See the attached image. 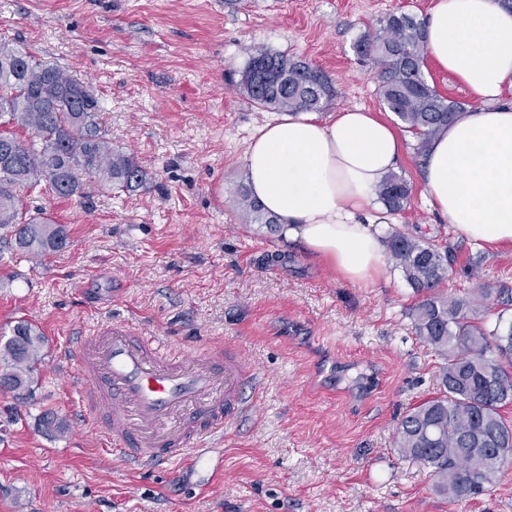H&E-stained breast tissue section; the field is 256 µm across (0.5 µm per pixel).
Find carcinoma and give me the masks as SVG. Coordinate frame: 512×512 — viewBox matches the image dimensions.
I'll list each match as a JSON object with an SVG mask.
<instances>
[{
	"instance_id": "1",
	"label": "carcinoma",
	"mask_w": 512,
	"mask_h": 512,
	"mask_svg": "<svg viewBox=\"0 0 512 512\" xmlns=\"http://www.w3.org/2000/svg\"><path fill=\"white\" fill-rule=\"evenodd\" d=\"M372 66L378 99L406 131L417 137L418 153L434 135L468 112L469 103L442 95L426 76L424 22L406 12L385 17L375 33L355 44ZM237 86L258 106L278 112H319L336 97L331 78L320 68L268 49L252 55ZM104 107L83 83L59 67L37 60L25 47L0 42V226L17 225L16 248L43 258L66 244L62 225L25 210L17 185L42 178L60 198L80 193L76 171L120 191L143 187L146 175L134 157L112 148L103 122ZM26 129L33 141L13 129ZM378 196L390 213L404 210L410 188L388 174ZM238 204L260 224L276 225L248 192ZM386 246L408 284L421 296L411 313L415 335L441 358L437 396L410 408L394 439L398 453L432 469L434 488L450 502L494 492L505 464L512 461V424L501 410L512 404V322L489 319L495 296L512 306V288H479L465 297L440 290L448 277V253L434 244L394 231ZM44 338L27 322L12 329L0 346L10 368L0 385L32 392Z\"/></svg>"
}]
</instances>
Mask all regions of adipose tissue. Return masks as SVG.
<instances>
[{"mask_svg":"<svg viewBox=\"0 0 512 512\" xmlns=\"http://www.w3.org/2000/svg\"><path fill=\"white\" fill-rule=\"evenodd\" d=\"M424 23L429 54L482 103L433 139L424 174L430 203L470 241L512 244V108L493 105L512 88V12L497 0H437ZM400 150L391 125L373 113L345 110L324 121L301 111L252 137L247 185L284 240L366 285L385 273V246L359 216L376 208Z\"/></svg>","mask_w":512,"mask_h":512,"instance_id":"obj_1","label":"adipose tissue"}]
</instances>
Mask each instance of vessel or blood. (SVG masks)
Masks as SVG:
<instances>
[{
  "label": "vessel or blood",
  "instance_id": "vessel-or-blood-1",
  "mask_svg": "<svg viewBox=\"0 0 512 512\" xmlns=\"http://www.w3.org/2000/svg\"><path fill=\"white\" fill-rule=\"evenodd\" d=\"M70 353L84 385L83 412L112 451L133 466L207 465L214 440L257 406V373L239 352L209 344L165 347L133 324L115 321L79 337Z\"/></svg>",
  "mask_w": 512,
  "mask_h": 512
}]
</instances>
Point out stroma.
<instances>
[{
	"label": "stroma",
	"mask_w": 512,
	"mask_h": 512,
	"mask_svg": "<svg viewBox=\"0 0 512 512\" xmlns=\"http://www.w3.org/2000/svg\"><path fill=\"white\" fill-rule=\"evenodd\" d=\"M434 0H0V42L19 44L84 83L102 102L113 147L147 173L133 193L83 178L80 195L48 183L19 191L50 213L66 246L35 261L0 227V344L26 321L44 345L31 396L0 388V512H512V466L492 495L452 504L426 466L401 457L396 428L437 391L439 358L414 334L418 297L389 267L367 287L284 244L236 198L244 152L280 112L237 87L266 48L332 78L344 109L380 111L370 65L353 45L392 12L425 18ZM395 172L407 207L377 211L448 250L444 290L512 288V244L459 238L425 196L416 140L401 133ZM114 319L138 322L172 350H240L264 374L257 414L227 428L224 474L132 466L79 409L73 337ZM360 355L335 396L328 358ZM53 414L61 431L45 429Z\"/></svg>",
	"instance_id": "1"
}]
</instances>
